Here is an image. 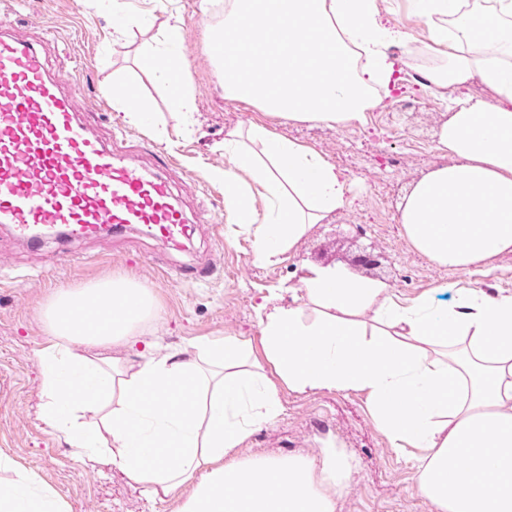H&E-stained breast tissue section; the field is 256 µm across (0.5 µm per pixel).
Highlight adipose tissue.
I'll use <instances>...</instances> for the list:
<instances>
[{"label": "adipose tissue", "mask_w": 512, "mask_h": 512, "mask_svg": "<svg viewBox=\"0 0 512 512\" xmlns=\"http://www.w3.org/2000/svg\"><path fill=\"white\" fill-rule=\"evenodd\" d=\"M219 1L224 24L208 39L224 48L216 61L225 96L288 123H363L393 82L388 46L408 39L382 23L378 0H200L202 17ZM423 3L429 48L443 61L426 71L427 86L451 103L437 147L452 161L413 187L400 222L431 262L467 268L512 251V0ZM182 33L169 18L143 55L189 113L182 68L167 55ZM476 77L496 103L458 97ZM224 154L225 205L252 235L258 263L277 262L308 225L348 202L334 165L267 124L228 132ZM256 193L269 203L259 220L249 211ZM304 285L301 305L262 320L261 363L239 336L161 352L140 334L155 313L143 283L116 276L57 289L37 353L43 421L74 457L107 453L147 496L179 495L177 512H336L351 467L335 449L238 450L279 416V384L362 391L392 447L414 449L419 487L437 512H512V294L460 288L448 299L403 301L330 267L311 270ZM115 345L122 356H108ZM0 512L65 509L35 473L0 454Z\"/></svg>", "instance_id": "ef3b65f1"}]
</instances>
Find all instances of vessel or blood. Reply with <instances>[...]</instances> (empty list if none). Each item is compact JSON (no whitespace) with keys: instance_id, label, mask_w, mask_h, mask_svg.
Segmentation results:
<instances>
[{"instance_id":"b4317fda","label":"vessel or blood","mask_w":512,"mask_h":512,"mask_svg":"<svg viewBox=\"0 0 512 512\" xmlns=\"http://www.w3.org/2000/svg\"><path fill=\"white\" fill-rule=\"evenodd\" d=\"M72 86L0 24V224L35 245L139 229L181 246L190 219L170 181L95 136Z\"/></svg>"}]
</instances>
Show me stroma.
Returning <instances> with one entry per match:
<instances>
[{"instance_id":"35a3bbf8","label":"stroma","mask_w":512,"mask_h":512,"mask_svg":"<svg viewBox=\"0 0 512 512\" xmlns=\"http://www.w3.org/2000/svg\"><path fill=\"white\" fill-rule=\"evenodd\" d=\"M120 2L140 17L139 29L123 38L112 34L109 9L92 0H0V20L25 39L43 38L46 24L56 26L61 47L51 52V66L67 67L70 54L82 64L73 94L77 109L89 113L100 137L126 143L142 166L159 170L158 153L172 155L177 165L165 172L195 226L180 248L161 247L137 231L73 241L64 262L57 242L32 249L9 225L0 224V453L56 490L68 512H175V500L146 497L106 460L74 459L64 438L40 418L36 352L46 342L42 309L56 289L116 275L145 283L156 312L142 330L159 337L163 349L175 351L212 336H247L260 343L259 302L271 311L294 306L312 267H336L382 282L403 300L460 288L494 295L512 293V252L460 270L430 263L404 234L400 214L406 194L450 161L436 144L438 128L448 118L446 103L420 82V71L435 60L425 49L426 20L412 0H378L383 23L406 32L410 43L389 47L400 81L364 123L276 125L278 134L314 149L341 172L350 203L310 225L274 265L256 263L251 237L234 235L224 208V182L214 175L227 163L225 135L265 116L252 103L225 98L199 0ZM173 15L182 19L185 31L175 55L187 65L195 101L188 120L171 107L167 85L142 64V49ZM118 81L131 84L135 97L150 103L146 123L131 124L119 110L98 114ZM370 247L380 256L379 267L353 266V258ZM186 263L213 266L215 273L206 283L172 282L170 272ZM280 396L282 413L247 438L242 456H313L333 448L353 466L337 494L336 512H436L420 490L409 450L391 447L364 393H297L284 387Z\"/></svg>"}]
</instances>
